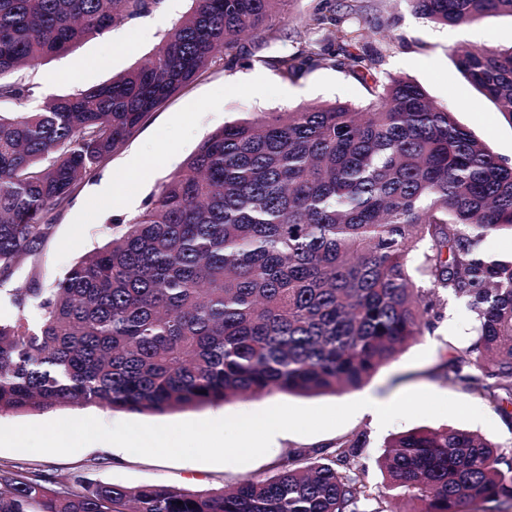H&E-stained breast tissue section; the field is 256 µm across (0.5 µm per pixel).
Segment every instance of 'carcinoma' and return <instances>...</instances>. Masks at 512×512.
Wrapping results in <instances>:
<instances>
[{
  "mask_svg": "<svg viewBox=\"0 0 512 512\" xmlns=\"http://www.w3.org/2000/svg\"><path fill=\"white\" fill-rule=\"evenodd\" d=\"M162 0H0V281L50 235V214L118 154L170 97L292 0H191L137 67L27 110L20 72ZM440 25L512 16V0H408ZM316 11L336 51L308 40L285 76L329 62L370 88L361 105L260 112L211 133L146 209L50 288L9 294L0 320V414L93 405L167 413L276 391L357 389L431 331L448 298L475 316L474 341L439 377L512 419V259L487 258L512 231V164L417 84L377 77L350 48L358 6ZM458 71L512 123V50L461 49ZM38 319L26 314L30 302ZM366 435L287 454L278 471L207 492L81 482L0 468V512H386L359 458ZM411 512H507L512 463L469 431L417 429L377 459ZM182 505H177V502Z\"/></svg>",
  "mask_w": 512,
  "mask_h": 512,
  "instance_id": "cac0c4a2",
  "label": "carcinoma"
}]
</instances>
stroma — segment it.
<instances>
[{"mask_svg": "<svg viewBox=\"0 0 512 512\" xmlns=\"http://www.w3.org/2000/svg\"><path fill=\"white\" fill-rule=\"evenodd\" d=\"M334 0H293L274 31L246 40L245 53L234 65L217 61L202 77L176 93L154 111L122 152L96 176L84 182L63 208L52 213V231L40 251L17 265L0 292L30 283L50 287L87 253L103 247L112 227L140 214L149 197L168 176L181 168L200 143L224 124L256 112H285L334 101L353 105L369 98L366 85L348 70L314 66L294 77L278 69L279 57L296 52L304 39L330 42L326 30H306L316 10ZM362 10L354 25L367 32L362 46L377 54L380 78L402 77L418 84L437 104L452 112L495 155L512 164V123L485 99L456 69L455 50L473 47L499 51L512 47V17L491 15L461 25H437L416 15L407 0H358ZM191 0H162L147 16L113 27L64 55L26 69L24 75L39 85L42 98L69 95L105 83L113 75L139 64L169 30L190 10ZM152 160L150 172H141L140 160ZM473 315L460 301L448 300L442 320L391 362L383 365L362 387L342 394L300 396L284 392L243 398L167 413H139L72 406L46 413L0 416V426L45 423L67 417L91 416L113 425L122 421L167 424L218 419L256 412L275 404L299 406L343 404L361 393H376L396 401L382 423L355 414L343 426L316 435L277 434L270 450L243 465L170 461L135 455L111 444L95 442L70 455L0 449V468L23 475H43L56 487L76 489L78 481L134 487L145 483L205 491L233 485L246 478L272 475L291 450L318 448L336 440L366 433L368 445L361 461L370 486L381 483L376 459L393 435L419 428L455 427L476 433L512 451V421L503 418L479 395L436 378L438 366L450 352L474 338Z\"/></svg>", "mask_w": 512, "mask_h": 512, "instance_id": "35a3bbf8", "label": "stroma"}]
</instances>
